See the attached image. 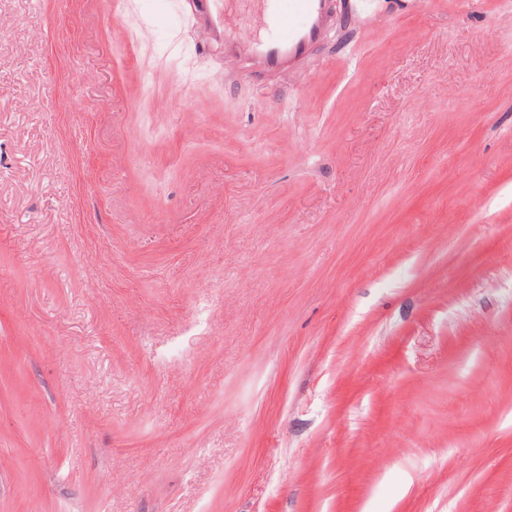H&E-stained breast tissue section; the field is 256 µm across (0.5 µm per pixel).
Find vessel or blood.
<instances>
[{"label": "vessel or blood", "instance_id": "b4317fda", "mask_svg": "<svg viewBox=\"0 0 512 512\" xmlns=\"http://www.w3.org/2000/svg\"><path fill=\"white\" fill-rule=\"evenodd\" d=\"M264 32L243 41L231 35L225 0H191L212 42L225 57L248 58L259 74L277 77L297 68L320 44L331 14V0H256Z\"/></svg>", "mask_w": 512, "mask_h": 512}]
</instances>
